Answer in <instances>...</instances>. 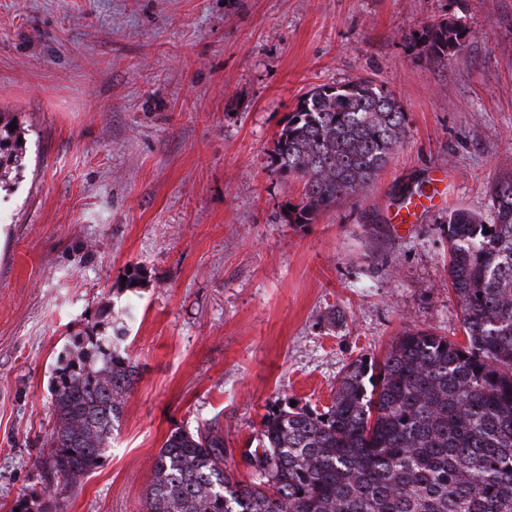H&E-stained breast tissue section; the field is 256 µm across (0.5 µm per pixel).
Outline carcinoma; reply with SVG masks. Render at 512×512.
Listing matches in <instances>:
<instances>
[{
	"instance_id": "1",
	"label": "carcinoma",
	"mask_w": 512,
	"mask_h": 512,
	"mask_svg": "<svg viewBox=\"0 0 512 512\" xmlns=\"http://www.w3.org/2000/svg\"><path fill=\"white\" fill-rule=\"evenodd\" d=\"M465 29L430 23L414 46L436 60ZM0 112V183L22 166V133ZM406 112L392 93L358 78L299 99L278 134L272 166L302 185L290 224L356 198L403 142ZM491 221L448 214V283L465 341L403 331L375 376L344 367L332 405L281 410L260 430L258 475L226 474L224 429H173L153 463L145 512H512V172L490 188ZM490 233H484V229ZM137 367L94 325L70 337L53 380L55 425L46 440L52 481L77 486L103 458Z\"/></svg>"
}]
</instances>
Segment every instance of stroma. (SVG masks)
Listing matches in <instances>:
<instances>
[{
    "label": "stroma",
    "mask_w": 512,
    "mask_h": 512,
    "mask_svg": "<svg viewBox=\"0 0 512 512\" xmlns=\"http://www.w3.org/2000/svg\"><path fill=\"white\" fill-rule=\"evenodd\" d=\"M446 18L463 47L411 46ZM361 77L406 137L362 195L289 223L277 135L302 94ZM0 112L24 133L0 189V512L42 490L56 360L103 309L138 376L102 464L53 502L144 512L171 429L219 422L245 482L268 412L326 409L405 328L463 340L444 227L512 171V0H0Z\"/></svg>",
    "instance_id": "1"
}]
</instances>
